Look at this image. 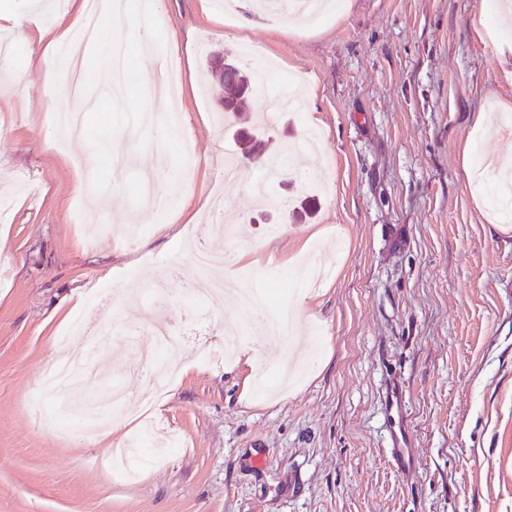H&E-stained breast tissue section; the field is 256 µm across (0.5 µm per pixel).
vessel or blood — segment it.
Returning <instances> with one entry per match:
<instances>
[{"instance_id":"b4317fda","label":"vessel or blood","mask_w":512,"mask_h":512,"mask_svg":"<svg viewBox=\"0 0 512 512\" xmlns=\"http://www.w3.org/2000/svg\"><path fill=\"white\" fill-rule=\"evenodd\" d=\"M387 444L384 450L391 468L401 475L413 474L419 465L414 439L405 424V390L399 379L387 382L383 393Z\"/></svg>"}]
</instances>
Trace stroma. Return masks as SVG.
<instances>
[{"mask_svg":"<svg viewBox=\"0 0 512 512\" xmlns=\"http://www.w3.org/2000/svg\"><path fill=\"white\" fill-rule=\"evenodd\" d=\"M126 2L102 28L136 82L112 96L84 53L86 122L111 129L119 173L94 141L56 148L65 101L42 88L25 22L8 35L27 82L0 95V188L14 191L0 217V512H512V221L487 203L497 168L472 163L474 147L499 148L477 113L512 120V28L487 29L492 0H337L313 25L163 0L154 55L129 38L139 0ZM217 52L270 64L299 92L297 111L277 113L274 94L252 91L248 114H275L270 141L232 177L243 124L224 114ZM174 53L181 130L149 180L159 195L177 184L184 212L147 215L140 164L156 148L135 118L162 117L166 100L138 79ZM312 124L324 165L301 222L280 204L300 184L269 183L265 208L249 188ZM198 243L236 254L226 274L299 312V334L267 341L258 367L220 355L224 337L250 343L245 317L185 291ZM80 295L91 334L74 345L131 399L126 425L91 441L76 418L61 433L55 412L106 392L79 377L61 400L41 386ZM157 321L189 365L162 386L136 368L160 351ZM103 323L116 333L96 335ZM395 375L420 460L407 476L384 459ZM150 419L178 444L141 452L127 481L107 454Z\"/></svg>","mask_w":512,"mask_h":512,"instance_id":"35a3bbf8","label":"stroma"}]
</instances>
